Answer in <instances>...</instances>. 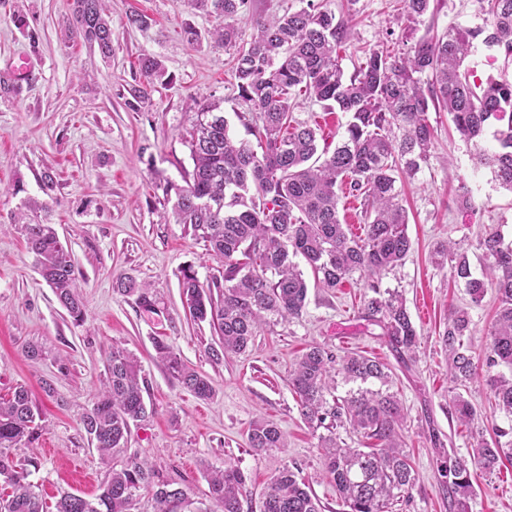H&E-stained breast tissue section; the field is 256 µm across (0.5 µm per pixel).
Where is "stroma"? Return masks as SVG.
<instances>
[{"label":"stroma","instance_id":"stroma-1","mask_svg":"<svg viewBox=\"0 0 512 512\" xmlns=\"http://www.w3.org/2000/svg\"><path fill=\"white\" fill-rule=\"evenodd\" d=\"M336 15L353 14L352 39L340 52L344 75H351L363 49L385 44L400 53L423 37L451 26L474 27L484 15L479 0H431L417 23H408L399 0H324ZM306 0H248L238 21L240 43L254 33L252 21L305 7ZM112 55L66 37L72 0H0V77L26 57L30 78L18 94L0 93V395L25 385L39 406L45 429L34 445L39 466L30 479L47 505L72 492L93 498L107 467L88 443L81 425L104 374L113 347L134 354L141 365L144 400L153 413L133 425L125 458L147 461L166 479L180 483L192 500L204 499L209 472L237 465L246 477L243 512H260L261 494L282 467L295 468L309 484L322 512H345L326 476L318 434L304 420L290 384L298 356L318 344L335 355L359 351L386 363L392 389L401 398L403 436L415 470L408 500L394 512H448L433 450L444 447L465 456L473 430L491 433L504 422L494 412L486 366L463 388L476 410L473 426L454 414L448 355L438 338L448 309L469 300L450 267L438 266L433 251L447 240L460 242L473 272L483 267L478 247L496 228L512 241V192L500 188L489 170L475 167L472 145L454 131L445 112H429L435 138L428 163L399 181L408 214L411 250L381 288L398 291L420 333L417 359L403 363L387 345L378 325L361 316L369 280L355 272L336 289L309 287L302 318L261 329L244 353L215 361L209 348L219 337L209 322L185 311L179 276L193 267L200 281L222 273L184 225L165 222L172 202L166 182L182 183L191 170L188 144L195 122L192 100L220 101L234 137L249 139L252 122L231 77L233 53L211 36L217 18L192 11L185 0H109ZM146 14L147 28L127 25L129 12ZM200 41H184V25ZM160 59L172 77L140 110L128 105L127 89L141 54ZM296 120L316 126L326 143L336 144L347 113L327 112L300 97ZM53 170L56 185L43 191L40 177ZM467 188L469 208L457 202ZM49 204V221L71 250L87 315L74 324L35 268L33 254L16 229L22 200ZM148 283L164 310L144 315L134 298L118 294V278ZM165 337L189 366L211 380L214 394L197 399L154 359L152 339ZM44 348V358L24 357L26 344ZM54 391L46 393L44 382ZM275 424L287 446L258 453L248 444L253 421ZM473 492L468 512H512V461L486 473L471 466Z\"/></svg>","mask_w":512,"mask_h":512}]
</instances>
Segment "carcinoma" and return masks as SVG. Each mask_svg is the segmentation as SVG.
I'll return each instance as SVG.
<instances>
[{"label":"carcinoma","instance_id":"cac0c4a2","mask_svg":"<svg viewBox=\"0 0 512 512\" xmlns=\"http://www.w3.org/2000/svg\"><path fill=\"white\" fill-rule=\"evenodd\" d=\"M194 9L224 17L215 41L235 51L232 76L240 97L250 106L257 145L230 136L219 104L193 100L196 121L189 147L193 168L185 185L168 183L174 192L172 218L185 224L204 242L209 255L224 266L223 280L200 282L196 271L181 270L179 287L191 317L212 322L220 349L213 359L245 351L257 332L279 320L302 317L308 283L296 259L312 269L321 288L333 289L352 273L364 272L373 283V296L364 301L362 317L378 325L401 358L414 359L419 334L406 304L393 291H380L377 280L402 263L411 248L408 218L399 202L396 175L414 176L427 163L433 144L429 109L446 111L460 136L475 145L474 160L491 171L498 184L512 191V81L489 77L473 80L462 68L477 44L504 53L512 61V0H484L485 25L450 27L448 32L422 38L406 53L371 48L354 73L346 78L338 48L347 39L352 20L336 16L315 0L272 20L253 21L256 34L238 44L236 21L247 0H187ZM408 22L416 23L430 0H403ZM69 38H81L112 53V28L105 0H74ZM139 77L130 89V107L147 99L157 85L170 83L158 58L145 54L138 61ZM301 95L328 111L350 114L334 149L319 146L316 129L295 120L294 101ZM498 148L489 151L478 141L492 122ZM360 198L365 236L353 238L340 218L339 193ZM28 252L39 275L52 288L62 309L77 322L86 305L77 284L71 252L47 223L21 225ZM485 260L481 276L474 275L466 253L450 241L437 247V264L451 262L454 277L464 282L469 302L448 311V325L439 339L448 351V374L457 387L476 375L474 356L464 343L470 334V306H478L493 289L499 307L489 330L487 368L499 366L486 382L495 406L512 422V242L496 230L479 242ZM122 295L135 297L143 313H160L155 289L133 279L118 281ZM156 358L183 388L200 399L214 389L207 376L187 366L161 337L153 338ZM354 384L334 396L336 377ZM387 367L363 354L340 358L326 348L309 346L294 364L291 385L304 419L326 433L318 436L322 464L348 512H389L409 497L414 470L403 446L404 409L391 390ZM102 387L81 424L101 459L107 463L121 452L131 426L148 416L134 356L112 348ZM457 418L470 424L475 410L462 393L453 396ZM41 411L29 390L20 385L0 397V482L12 489L0 512H46L29 481L37 459L15 464L9 450L24 451L42 431ZM380 443L366 451L338 442L336 429ZM509 432L496 428L494 438L473 436L465 459L437 449V471L443 478L448 508L464 510L472 488L469 463L488 472L512 460ZM249 447L267 452L286 447L280 429L266 421L253 422ZM243 473L226 465L208 479L212 507L204 512H242ZM152 493L159 512H193L187 491L163 479L143 461L129 459L111 468L98 494L88 499L65 493L56 512H133L141 492ZM261 512H321L311 487L285 466L267 484Z\"/></svg>","mask_w":512,"mask_h":512}]
</instances>
